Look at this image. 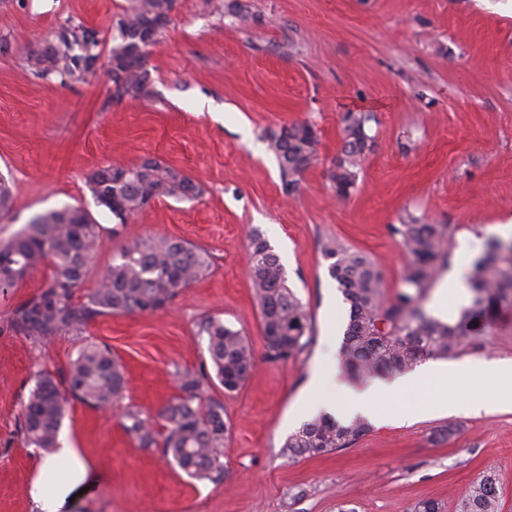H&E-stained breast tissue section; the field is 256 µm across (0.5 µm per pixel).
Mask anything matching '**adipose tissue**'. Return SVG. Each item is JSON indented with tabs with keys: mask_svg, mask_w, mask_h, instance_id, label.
Returning <instances> with one entry per match:
<instances>
[{
	"mask_svg": "<svg viewBox=\"0 0 512 512\" xmlns=\"http://www.w3.org/2000/svg\"><path fill=\"white\" fill-rule=\"evenodd\" d=\"M456 377L457 371L455 368L431 365L401 381L390 384L375 383L359 393H353L341 388L333 396L325 393L321 380L317 379L313 382L305 404L312 411L337 405L341 407L343 412L350 415L357 413L368 415L376 413L378 403L390 394L423 381L434 379L444 386L445 391L429 406L428 411L432 414H441L455 410L458 407L456 399L447 392L448 386L454 383Z\"/></svg>",
	"mask_w": 512,
	"mask_h": 512,
	"instance_id": "ef3b65f1",
	"label": "adipose tissue"
}]
</instances>
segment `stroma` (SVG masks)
Wrapping results in <instances>:
<instances>
[{"label": "stroma", "instance_id": "stroma-1", "mask_svg": "<svg viewBox=\"0 0 512 512\" xmlns=\"http://www.w3.org/2000/svg\"><path fill=\"white\" fill-rule=\"evenodd\" d=\"M177 0L150 47L151 99H116L103 76L60 85L36 78L20 49L58 27L116 34L128 0H0V175L14 204L0 231L37 214L80 206L105 227L86 175L106 163L155 157L198 182L203 194L174 197L132 214L120 235H104L85 289L136 237H172L207 250L209 274L155 314L103 315L85 332L36 343L9 326L16 305L52 274L43 266L0 296V512H40L32 488L47 458L20 431L34 376L60 375L83 344L108 345L126 389L111 410L69 400L60 440L87 464L86 491L61 512H410L434 499L454 508L480 473L498 477L500 512H512V412L472 413L470 404L507 386L495 362L512 361V306L448 357L461 375V409L431 415L439 391L427 382L384 402L385 418L351 447L289 457L288 434L303 411L314 371L342 384L338 348L348 306L328 272L327 241L368 255L395 293L411 257L393 232L415 217L449 225L438 269L468 272L489 238L512 225V0ZM347 112H368L372 148L351 196L338 200L326 172L342 146ZM314 122L317 160L294 194L282 187L267 130ZM260 232L303 303L311 332L294 360L270 363L248 270L250 235ZM205 316L242 330L256 366L242 387L211 380L202 401L224 405L231 426L227 475L198 481L162 449L138 448L121 424L129 408L158 418L178 395L176 372L208 365ZM485 364L473 382L467 368ZM448 436H440L442 428Z\"/></svg>", "mask_w": 512, "mask_h": 512}]
</instances>
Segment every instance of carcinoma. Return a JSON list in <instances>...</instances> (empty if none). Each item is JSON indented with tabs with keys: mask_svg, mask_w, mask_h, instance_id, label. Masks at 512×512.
<instances>
[{
	"mask_svg": "<svg viewBox=\"0 0 512 512\" xmlns=\"http://www.w3.org/2000/svg\"><path fill=\"white\" fill-rule=\"evenodd\" d=\"M118 23L116 44L107 59L112 64L114 96L147 99L153 95L146 60L149 47L170 21L175 0H130ZM42 46L53 52L54 61L41 65L34 49L24 47L33 74L61 85L89 74V62L101 56L95 34L77 35L62 26ZM373 116L347 112L342 116L343 146L331 160L329 178L336 196L346 199L356 185L371 137L366 127ZM268 148L278 162L285 189H299L305 171L316 161L319 143L315 125L297 121L267 133ZM87 181L98 205L118 219L110 228L117 236L127 218L163 197L194 200L203 194L199 183L154 157L132 167L111 164L90 171ZM13 205L8 179L0 177V219ZM105 227L81 207H64L36 215L8 237H0V293L8 294L33 271L50 262L53 275L48 285L21 302L12 312L13 330L37 342L86 328L108 314H153L170 307L179 291L204 277L210 255L186 241L169 237L136 238L112 256L97 286L78 303L75 295L85 283L99 250ZM411 255L402 277V287L385 298L383 277L364 254L338 243H328L325 256L332 260L336 280L350 315L338 364L352 381L373 376L394 377L427 358L456 354L467 336V324L494 307L512 303V241H485L471 262L469 286L472 305L460 312L459 321L441 322L426 314L423 302L440 262L448 257L449 228L445 224H421L416 218L393 227ZM249 277L259 307L264 357L271 363H286L308 344V314L291 288L278 256L263 236H250ZM197 335L207 337V351L215 377L230 393L238 390L255 365L252 346L242 332L212 316L197 323ZM179 396L160 416L166 422L160 431L141 412L128 410L122 426L138 447L162 448L164 455L195 480L224 482V446L229 425L224 405L211 401L200 406L209 376L198 370L177 372ZM125 389L124 368L106 345H85L72 359L61 378L49 373L37 379L23 406L21 431L26 444L45 450L58 447V432L68 397L101 409L112 405ZM371 430L362 417L345 423L321 414L303 424L286 439L284 453L320 456L347 448ZM498 479L483 473L464 492L456 512H499Z\"/></svg>",
	"mask_w": 512,
	"mask_h": 512,
	"instance_id": "1",
	"label": "carcinoma"
}]
</instances>
